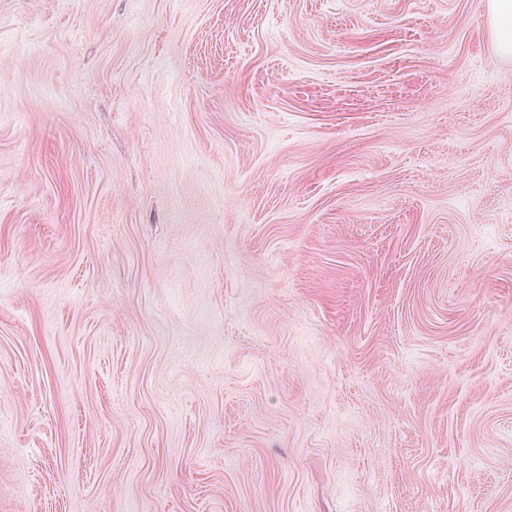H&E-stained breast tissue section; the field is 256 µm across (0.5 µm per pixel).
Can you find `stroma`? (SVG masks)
Masks as SVG:
<instances>
[{
  "label": "stroma",
  "mask_w": 512,
  "mask_h": 512,
  "mask_svg": "<svg viewBox=\"0 0 512 512\" xmlns=\"http://www.w3.org/2000/svg\"><path fill=\"white\" fill-rule=\"evenodd\" d=\"M487 6L0 0V512H512Z\"/></svg>",
  "instance_id": "1"
}]
</instances>
